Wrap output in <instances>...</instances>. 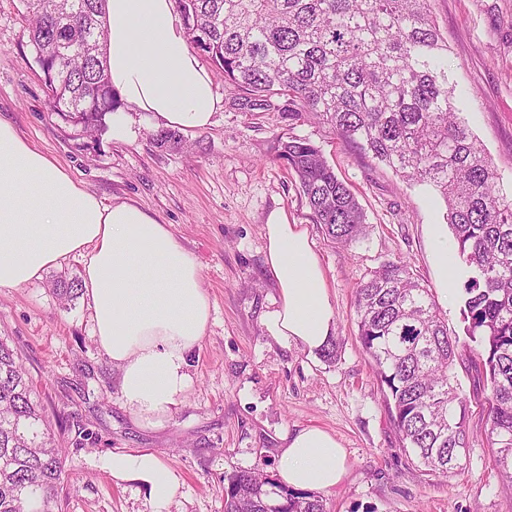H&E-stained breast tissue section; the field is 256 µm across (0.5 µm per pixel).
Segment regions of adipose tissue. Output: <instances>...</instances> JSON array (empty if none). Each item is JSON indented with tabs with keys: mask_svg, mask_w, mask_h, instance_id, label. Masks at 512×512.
Returning a JSON list of instances; mask_svg holds the SVG:
<instances>
[{
	"mask_svg": "<svg viewBox=\"0 0 512 512\" xmlns=\"http://www.w3.org/2000/svg\"><path fill=\"white\" fill-rule=\"evenodd\" d=\"M105 28L108 76L124 105L112 115L114 141L135 139L131 111L185 132L211 127L220 100L174 0H107ZM263 235L265 272L279 292L267 333L321 350L336 312L307 231L279 210ZM72 256L83 260L92 336L117 371L123 405L138 424L164 428L211 319L198 263L169 225L129 202L105 204L0 120V287L28 285ZM102 464L113 479L148 487L149 512H170L180 494L179 475L153 452H112ZM276 472L290 488L328 490L345 475V452L328 431L306 427L284 435Z\"/></svg>",
	"mask_w": 512,
	"mask_h": 512,
	"instance_id": "ef3b65f1",
	"label": "adipose tissue"
}]
</instances>
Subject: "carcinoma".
<instances>
[{
    "label": "carcinoma",
    "instance_id": "carcinoma-1",
    "mask_svg": "<svg viewBox=\"0 0 512 512\" xmlns=\"http://www.w3.org/2000/svg\"><path fill=\"white\" fill-rule=\"evenodd\" d=\"M30 38L53 111L102 132L121 107L105 56L106 0H24ZM431 0H178L194 49L242 94L244 112L281 113L288 125L313 119L410 185L444 201L463 265L458 301L463 356L432 289L402 261L370 271L356 290L360 342L387 389L404 447L448 476L453 449L470 444L469 413H487L495 469L512 483V194L464 115L448 46ZM153 139L180 150L179 131ZM314 223L338 244L365 230L352 188L311 140L281 141ZM482 385L470 400L457 369ZM18 353L0 338V512H51L63 451ZM224 512H325L323 499L247 470L224 475Z\"/></svg>",
    "mask_w": 512,
    "mask_h": 512
}]
</instances>
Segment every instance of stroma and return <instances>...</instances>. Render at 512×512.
Listing matches in <instances>:
<instances>
[{"label": "stroma", "instance_id": "1", "mask_svg": "<svg viewBox=\"0 0 512 512\" xmlns=\"http://www.w3.org/2000/svg\"><path fill=\"white\" fill-rule=\"evenodd\" d=\"M470 126L504 189L512 188V0H431ZM222 105L211 127L186 133L187 151L159 147L147 113H133V142L110 131L86 135L51 112L22 0H0V118L105 202L127 200L170 225L201 268L212 313L191 359V386L166 428L136 424L121 403L116 373L91 335L84 296L63 305L62 277L82 276L80 259L21 288L0 287V337L17 348L61 446L64 479L53 512H147L149 492L101 467L111 452L157 454L182 480L171 512H224V476L275 475L285 433L317 426L346 453V473L322 491L326 512H512V483L493 468L486 416L473 411L467 457L442 476L405 448L358 336L354 297L381 263L404 261L432 288L448 329L462 334L457 293L462 264L440 260L451 240L445 205L432 190L403 183L316 122L288 126L276 112H244L238 89L200 56ZM321 146L354 190L367 222L359 241L333 243L314 224L294 174L276 156L288 136ZM307 229L336 311L337 355H308L268 336L262 318L278 290L264 272L263 226L275 210Z\"/></svg>", "mask_w": 512, "mask_h": 512}]
</instances>
